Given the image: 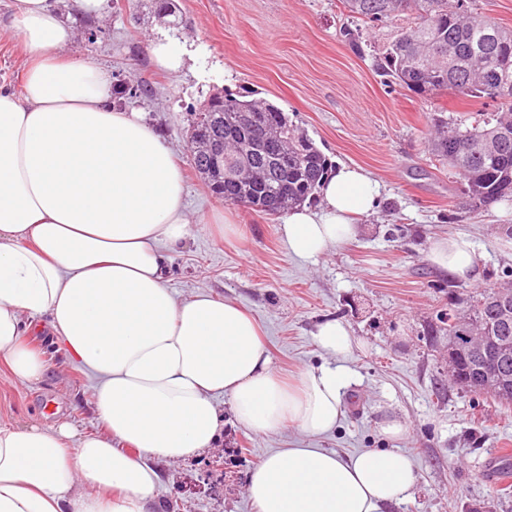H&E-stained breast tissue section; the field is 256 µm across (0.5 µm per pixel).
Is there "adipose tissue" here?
<instances>
[{"label": "adipose tissue", "mask_w": 512, "mask_h": 512, "mask_svg": "<svg viewBox=\"0 0 512 512\" xmlns=\"http://www.w3.org/2000/svg\"><path fill=\"white\" fill-rule=\"evenodd\" d=\"M12 9L27 66L23 95L0 85V358L40 381L29 336L46 323L93 378L103 430L0 425V512H152L154 461L215 448L221 395L257 434L336 429L351 370L332 362L286 382L251 314L172 293L169 254L191 222L174 153L142 113L109 106V77L92 60L67 56L76 33L49 0ZM379 194L364 170L336 167L319 206L282 224L289 254L311 260L349 241ZM430 259L449 277L478 275L467 237L436 239ZM415 480L397 448H282L251 470L247 495L256 512H386Z\"/></svg>", "instance_id": "1"}]
</instances>
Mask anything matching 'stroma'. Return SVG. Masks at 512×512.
<instances>
[{
    "label": "stroma",
    "instance_id": "35a3bbf8",
    "mask_svg": "<svg viewBox=\"0 0 512 512\" xmlns=\"http://www.w3.org/2000/svg\"><path fill=\"white\" fill-rule=\"evenodd\" d=\"M185 26L173 28L147 4L102 16L55 0L77 37L66 54L95 61L112 83L147 84L151 93L127 100L145 112L176 153L185 204L196 223L171 256L168 286L180 298L206 291L237 303L262 326L277 370L294 380L327 363L313 332L337 318L358 344L347 356L355 376L336 430L310 438L288 426L256 434L234 418L219 396L224 425L215 448L181 462H157L154 512H256L247 497L251 469L280 448H325L346 456L399 448L413 459L417 482L389 512H512V487L488 472L495 448L512 444V408L477 397L448 376V338L431 335L448 310V275L429 258L433 239L463 235L476 245L479 283L461 281L458 296L498 282L512 267V204L462 209L459 191L429 146L434 118L482 111L443 91L422 97L387 84L376 59L410 26L401 16L361 25L360 45L344 38L351 19L339 0H179ZM11 0H0V85L24 92L25 57L11 27ZM165 38L191 52L181 72L157 67L152 41ZM250 88L288 113L332 164L362 167L380 183L377 212L360 218L356 237L316 260L291 256L280 219L224 203L193 171L188 148L195 111L218 92ZM231 224L221 233L217 220ZM46 360L42 380L15 379L0 359V424L25 427L64 419L96 432L93 381L54 345L35 337ZM402 419L406 434L380 435L384 416Z\"/></svg>",
    "mask_w": 512,
    "mask_h": 512
}]
</instances>
